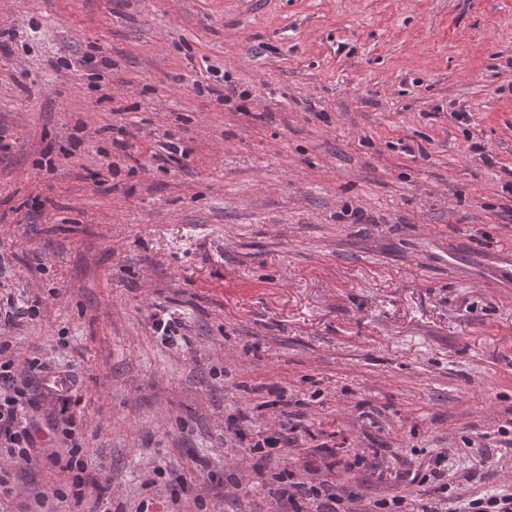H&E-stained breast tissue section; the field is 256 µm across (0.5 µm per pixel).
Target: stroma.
<instances>
[{"mask_svg":"<svg viewBox=\"0 0 512 512\" xmlns=\"http://www.w3.org/2000/svg\"><path fill=\"white\" fill-rule=\"evenodd\" d=\"M0 127V345L89 461L0 512H370L444 449L438 512L512 489V0H0ZM33 304L27 308L22 306L16 307L11 299H7V308L1 306L0 303V328L2 326H16L20 323L21 319L28 316H35L39 309V300L35 299L32 301ZM281 498H286L294 507L299 499H307L316 504L315 512H341L343 497L336 493V486L327 483L308 486L304 482L288 481L279 490Z\"/></svg>","mask_w":512,"mask_h":512,"instance_id":"1","label":"stroma"}]
</instances>
